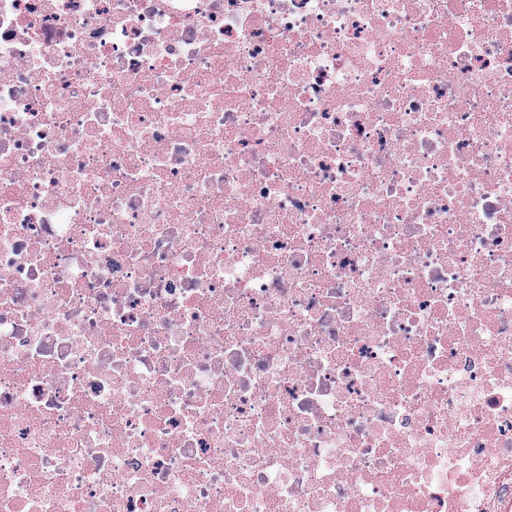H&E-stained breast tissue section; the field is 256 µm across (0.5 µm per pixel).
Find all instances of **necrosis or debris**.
Listing matches in <instances>:
<instances>
[{"label": "necrosis or debris", "instance_id": "obj_1", "mask_svg": "<svg viewBox=\"0 0 512 512\" xmlns=\"http://www.w3.org/2000/svg\"><path fill=\"white\" fill-rule=\"evenodd\" d=\"M0 512H512V0H0Z\"/></svg>", "mask_w": 512, "mask_h": 512}]
</instances>
